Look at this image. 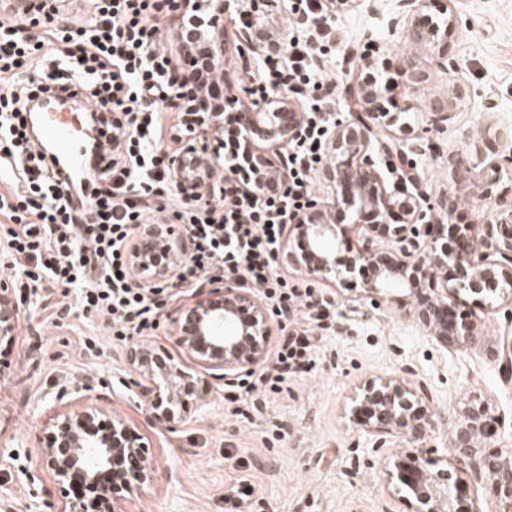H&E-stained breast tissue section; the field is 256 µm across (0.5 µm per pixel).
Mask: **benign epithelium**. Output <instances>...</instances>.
<instances>
[{
    "mask_svg": "<svg viewBox=\"0 0 512 512\" xmlns=\"http://www.w3.org/2000/svg\"><path fill=\"white\" fill-rule=\"evenodd\" d=\"M179 21V40L189 64L199 63L212 74L223 71L224 21L231 20L230 0H168ZM431 0H399L389 33L403 34L409 44L438 53L440 66L456 70L448 57V42L457 29L453 15L437 19L428 12ZM255 23L242 30L239 52L260 56L275 52L274 31L265 19L279 9V0H251ZM366 73L347 86L360 105L354 119L334 124L326 142L327 162L322 180L334 194L332 211L314 201L290 224L282 263L313 281L335 286L359 276L361 298L376 309L390 307L392 292L417 297L407 313L443 347L466 351L486 343L477 320L459 318L448 295L466 290L489 294L512 305V295L490 291L512 281V206L491 224H447L436 213H449L448 199L431 200L415 175L396 176L381 154L392 148L378 144L374 127L399 124L398 102L385 97L364 60ZM173 96L192 98V111L178 115L186 135H210L224 144V132L243 144L244 163L235 166L243 188L280 187L288 182L282 150L306 121L288 94L280 92L250 108L235 106L231 85L221 81L214 90L194 83V73L175 85ZM169 170L177 189L189 200L209 199L218 157L203 160L192 145L168 153ZM495 172L512 167V136L502 150L482 159ZM189 254V242L175 234L163 219L137 232L129 247L132 283L155 290L177 279ZM177 350L148 338L132 340L125 361L134 372L135 387L145 400L149 419L174 428L190 409L204 410L205 395L265 364L272 336L269 312L251 288L234 279L202 283L190 298L166 312ZM20 307L15 290L0 283V346L15 342ZM93 386L76 383L57 396L41 441L40 457L54 485L62 492L58 512H125L135 492L154 482L148 444L121 415H109L89 400ZM352 415L363 435L377 449L396 436L415 441L435 427L424 395L392 379H369L353 399ZM502 420L491 415L490 402L469 395L450 421L446 455L433 458L419 448L410 462L395 465L397 486L417 505L415 512H456L458 472L470 467L481 484L482 496L494 512H512V452L481 444ZM79 479L97 489L89 501L67 494Z\"/></svg>",
    "mask_w": 512,
    "mask_h": 512,
    "instance_id": "obj_1",
    "label": "benign epithelium"
}]
</instances>
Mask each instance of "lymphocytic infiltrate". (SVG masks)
<instances>
[{"label": "lymphocytic infiltrate", "mask_w": 512, "mask_h": 512, "mask_svg": "<svg viewBox=\"0 0 512 512\" xmlns=\"http://www.w3.org/2000/svg\"><path fill=\"white\" fill-rule=\"evenodd\" d=\"M90 16L59 13L41 32L31 20H0V239L21 292L75 288L83 315L100 317L113 339L155 329L160 292L130 281L128 248L140 227L167 214L182 226L191 251L179 286L236 278L261 293L272 316L295 321L312 292L278 271L283 233L314 199L311 174L326 163L335 87L316 65L335 28L331 0H288L295 35L277 34L282 50L250 76L261 98L288 87L307 120L292 140L289 180L279 190H243L218 172L224 193L189 202L173 192L160 116L173 105L179 70L163 47L168 29L161 0H88ZM83 97L94 122L120 118L128 135L121 153L101 146L87 182L69 179L59 160L39 150L29 131L38 95ZM315 352L310 334L277 342L273 361L241 376L232 402L253 407L256 395L280 391Z\"/></svg>", "instance_id": "f902f5d3"}]
</instances>
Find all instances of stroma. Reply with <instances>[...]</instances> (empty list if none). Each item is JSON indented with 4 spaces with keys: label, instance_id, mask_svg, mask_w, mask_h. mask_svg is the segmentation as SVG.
<instances>
[{
    "label": "stroma",
    "instance_id": "1",
    "mask_svg": "<svg viewBox=\"0 0 512 512\" xmlns=\"http://www.w3.org/2000/svg\"><path fill=\"white\" fill-rule=\"evenodd\" d=\"M376 4L337 15L326 70L341 84L362 77L360 56L371 39L380 44L372 54L376 72L395 79L406 60H415L426 80L395 86L408 126L383 137L401 145L403 160L431 199L451 197L453 223L495 221L503 203L483 196L489 173L475 161L512 132V0H434L433 11H450L458 21L448 46L458 68L448 73L436 56L415 52L404 36L387 37L397 0ZM240 29L236 23L225 30L224 77L250 106L248 75L260 62L240 55ZM452 83L466 95L447 125L433 127L431 109L446 101ZM488 100L497 102L496 111H484ZM77 296L74 288L27 294L16 341L0 353V503L11 504L12 512H30L39 499L60 500L41 468L38 445L57 393L85 379L93 382L92 400L125 417L149 445L155 481L126 504V512H237L226 495L242 483L254 488L248 512H410L388 480L408 441L396 437L371 451L350 417L358 387L372 378H396L424 391L440 424L417 447H447L452 413L478 392L510 423L495 447L512 449V377L503 376L486 348L461 352L432 341L407 316L413 298L403 297L385 313L362 304L341 329L331 318L323 324L299 319L297 329L312 334L314 361L281 392L260 396L245 417L235 415L223 395L209 394V412L189 413L172 431L154 424L135 397L123 345L112 340L103 319L73 314L56 324L48 320L49 305L72 306Z\"/></svg>",
    "mask_w": 512,
    "mask_h": 512
}]
</instances>
